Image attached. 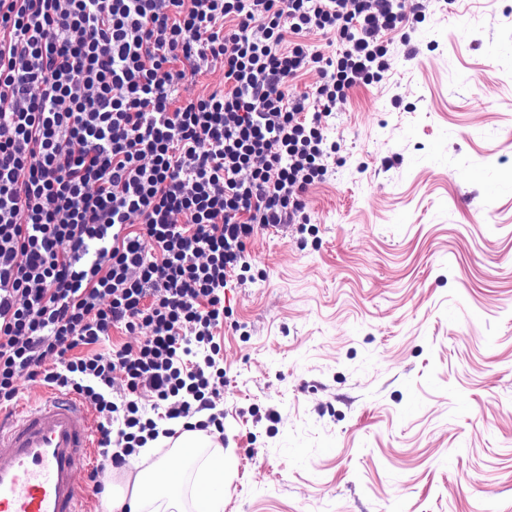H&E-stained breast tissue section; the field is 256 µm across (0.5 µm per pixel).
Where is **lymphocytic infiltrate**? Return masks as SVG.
<instances>
[{"mask_svg": "<svg viewBox=\"0 0 512 512\" xmlns=\"http://www.w3.org/2000/svg\"><path fill=\"white\" fill-rule=\"evenodd\" d=\"M407 21L394 0H0V407L23 377L79 395L94 492L159 437L154 412L223 433L216 336L246 241L307 223L322 122ZM179 60L222 63L224 89L182 96ZM116 327L138 344L90 353Z\"/></svg>", "mask_w": 512, "mask_h": 512, "instance_id": "f902f5d3", "label": "lymphocytic infiltrate"}]
</instances>
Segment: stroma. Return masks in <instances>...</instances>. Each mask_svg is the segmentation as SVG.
<instances>
[{"instance_id":"35a3bbf8","label":"stroma","mask_w":512,"mask_h":512,"mask_svg":"<svg viewBox=\"0 0 512 512\" xmlns=\"http://www.w3.org/2000/svg\"><path fill=\"white\" fill-rule=\"evenodd\" d=\"M246 243L224 512H512V0H425Z\"/></svg>"}]
</instances>
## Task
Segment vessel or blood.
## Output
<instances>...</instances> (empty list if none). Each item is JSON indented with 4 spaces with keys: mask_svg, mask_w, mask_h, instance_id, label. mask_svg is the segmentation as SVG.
Here are the masks:
<instances>
[{
    "mask_svg": "<svg viewBox=\"0 0 512 512\" xmlns=\"http://www.w3.org/2000/svg\"><path fill=\"white\" fill-rule=\"evenodd\" d=\"M98 440L91 409L73 394L0 415V512H87L78 472Z\"/></svg>",
    "mask_w": 512,
    "mask_h": 512,
    "instance_id": "obj_1",
    "label": "vessel or blood"
}]
</instances>
